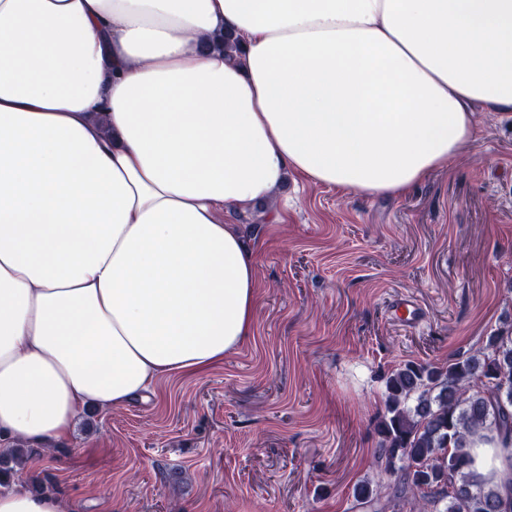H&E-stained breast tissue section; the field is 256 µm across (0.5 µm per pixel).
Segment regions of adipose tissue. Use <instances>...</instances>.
I'll list each match as a JSON object with an SVG mask.
<instances>
[{"label":"adipose tissue","mask_w":512,"mask_h":512,"mask_svg":"<svg viewBox=\"0 0 512 512\" xmlns=\"http://www.w3.org/2000/svg\"><path fill=\"white\" fill-rule=\"evenodd\" d=\"M479 112H512V0H0V437L60 449L223 362L257 302L225 212L283 223L291 174L403 198ZM473 445L512 495L501 439Z\"/></svg>","instance_id":"adipose-tissue-1"}]
</instances>
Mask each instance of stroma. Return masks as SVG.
<instances>
[{"instance_id":"35a3bbf8","label":"stroma","mask_w":512,"mask_h":512,"mask_svg":"<svg viewBox=\"0 0 512 512\" xmlns=\"http://www.w3.org/2000/svg\"><path fill=\"white\" fill-rule=\"evenodd\" d=\"M477 121L478 145L405 198L290 179L287 223L230 215L258 263L251 336L148 401L83 412L15 484L64 491L74 512H408L376 464L387 377L512 327V118ZM400 297L420 326L392 319ZM363 481L378 503L356 500Z\"/></svg>"}]
</instances>
